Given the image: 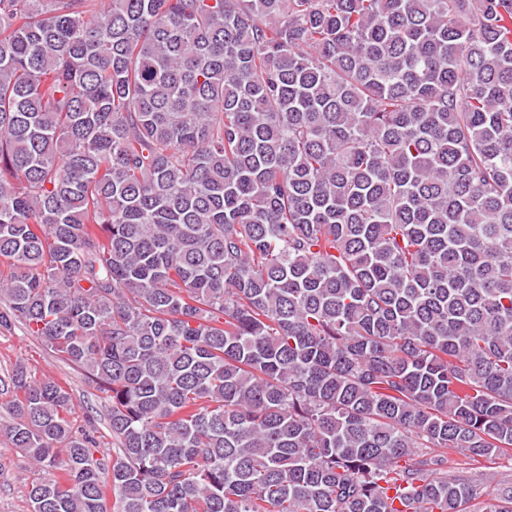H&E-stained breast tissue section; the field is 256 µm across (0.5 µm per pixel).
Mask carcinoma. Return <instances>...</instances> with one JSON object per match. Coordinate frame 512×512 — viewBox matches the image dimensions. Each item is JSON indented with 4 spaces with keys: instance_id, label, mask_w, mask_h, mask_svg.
I'll use <instances>...</instances> for the list:
<instances>
[{
    "instance_id": "carcinoma-1",
    "label": "carcinoma",
    "mask_w": 512,
    "mask_h": 512,
    "mask_svg": "<svg viewBox=\"0 0 512 512\" xmlns=\"http://www.w3.org/2000/svg\"><path fill=\"white\" fill-rule=\"evenodd\" d=\"M0 258V330L109 401L104 463L0 379L32 512H466L449 454H512V0H0Z\"/></svg>"
}]
</instances>
